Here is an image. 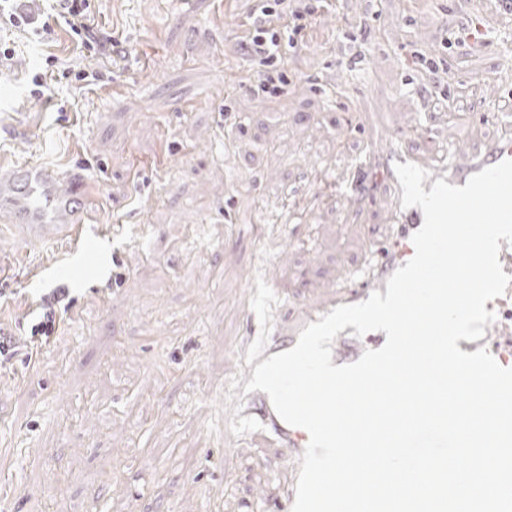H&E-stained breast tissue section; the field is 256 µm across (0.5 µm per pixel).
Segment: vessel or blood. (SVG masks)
Instances as JSON below:
<instances>
[{"instance_id": "vessel-or-blood-1", "label": "vessel or blood", "mask_w": 512, "mask_h": 512, "mask_svg": "<svg viewBox=\"0 0 512 512\" xmlns=\"http://www.w3.org/2000/svg\"><path fill=\"white\" fill-rule=\"evenodd\" d=\"M369 155L384 161L386 182L394 200L398 202L390 233L381 240L373 237L368 240L373 255L371 272L364 277L347 276L340 289L331 297L306 305L296 326L287 332L268 337L252 353L245 367L246 373H253L258 364L272 355L291 349L301 329L318 321L319 317L333 308L363 302L376 291L386 292V282L390 276L414 256L412 237L421 228L424 216L420 208L400 207L402 187L395 166L417 162L418 157L403 145L400 138L392 135L382 142L371 141ZM506 159H512V125L508 123L503 124L500 134L477 153L449 147L447 162L431 167V175L424 180L423 188L431 190L434 181L439 178L451 185H465L473 174ZM58 181V175L51 170L36 163H23L19 171L11 175L14 205L8 216L31 240L71 239V251L76 254L81 251L87 234L93 189L77 181L69 190L63 191L59 189ZM485 308L495 312L496 320L486 325L484 338L475 341L459 340L458 347L463 352L472 353L491 341L498 351L497 362L504 367L512 365V284L508 285L502 296L487 302ZM336 340L332 363L339 366L357 361L366 350L381 348L386 341V334L372 331L358 337L353 327L349 326L338 333ZM244 419L254 423L257 434L275 440L283 448L286 461L299 464L309 435L306 430L285 423L276 413L266 393L257 390L240 396L238 405L226 414L227 422L233 426Z\"/></svg>"}]
</instances>
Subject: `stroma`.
<instances>
[{"label":"stroma","instance_id":"stroma-1","mask_svg":"<svg viewBox=\"0 0 512 512\" xmlns=\"http://www.w3.org/2000/svg\"><path fill=\"white\" fill-rule=\"evenodd\" d=\"M489 0H341L305 30L275 96L238 49L252 0H93L112 36L90 52L58 25L0 28V173L39 162L94 184L89 247L101 304L67 240L0 222V324L20 348L0 372V512H250L280 498L283 451L232 443L224 410L253 348L366 265L394 201L364 167L385 132L437 161L482 145L512 107V9L487 48L452 43ZM441 63L440 103L428 73ZM100 73L87 84L79 73ZM41 75L45 94L33 91ZM430 125L435 138L415 134ZM361 198V206L350 203ZM124 277L113 281V267ZM68 291L71 321L36 359V305Z\"/></svg>","mask_w":512,"mask_h":512}]
</instances>
